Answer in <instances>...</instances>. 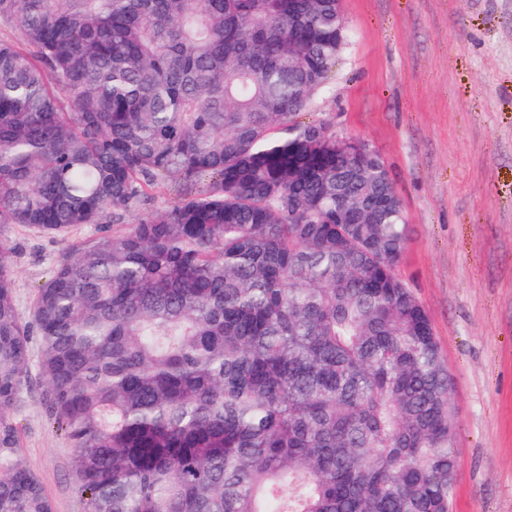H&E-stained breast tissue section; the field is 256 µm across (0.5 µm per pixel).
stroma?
<instances>
[{"mask_svg":"<svg viewBox=\"0 0 512 512\" xmlns=\"http://www.w3.org/2000/svg\"><path fill=\"white\" fill-rule=\"evenodd\" d=\"M350 35L303 121L367 142L385 160L410 228L396 265L448 366L452 512H512V0H342ZM28 316L67 243L6 228ZM53 512H83L73 450L31 373L9 417Z\"/></svg>","mask_w":512,"mask_h":512,"instance_id":"1","label":"stroma"}]
</instances>
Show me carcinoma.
<instances>
[{
	"mask_svg": "<svg viewBox=\"0 0 512 512\" xmlns=\"http://www.w3.org/2000/svg\"><path fill=\"white\" fill-rule=\"evenodd\" d=\"M2 25L0 512H53L7 423L33 339L85 512H452L448 368L395 271L387 164L298 120L337 0H0ZM129 218L22 320L6 227Z\"/></svg>",
	"mask_w": 512,
	"mask_h": 512,
	"instance_id": "obj_1",
	"label": "carcinoma"
}]
</instances>
